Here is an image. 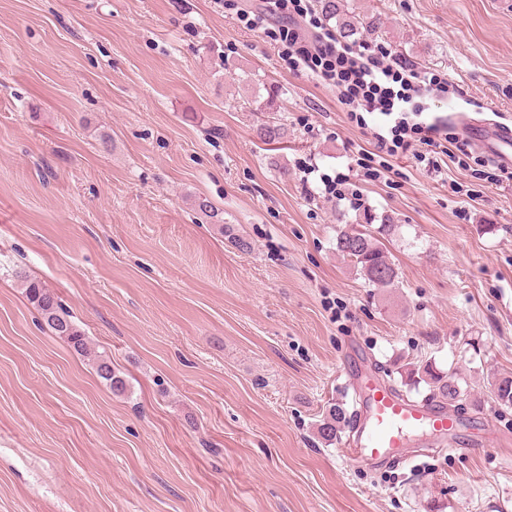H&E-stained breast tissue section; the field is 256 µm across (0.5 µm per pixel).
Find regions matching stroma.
I'll return each instance as SVG.
<instances>
[{"label": "stroma", "instance_id": "stroma-1", "mask_svg": "<svg viewBox=\"0 0 512 512\" xmlns=\"http://www.w3.org/2000/svg\"><path fill=\"white\" fill-rule=\"evenodd\" d=\"M371 44L448 75L452 128L512 123L505 0H348ZM254 0H0V512H512V185L412 155L370 180L334 91L236 22ZM278 88L288 139L256 134ZM348 173L329 202L297 159ZM208 198L222 220L194 207ZM399 271L375 288L336 251L361 212ZM252 244L235 248L220 224ZM41 281L124 379L39 324ZM401 386L429 360L483 450L347 461L314 425L353 411L351 354Z\"/></svg>", "mask_w": 512, "mask_h": 512}]
</instances>
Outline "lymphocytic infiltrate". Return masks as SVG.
<instances>
[{"instance_id":"f902f5d3","label":"lymphocytic infiltrate","mask_w":512,"mask_h":512,"mask_svg":"<svg viewBox=\"0 0 512 512\" xmlns=\"http://www.w3.org/2000/svg\"><path fill=\"white\" fill-rule=\"evenodd\" d=\"M237 21L260 33L278 49L289 70L306 72L334 88L349 123L371 131L374 148L357 158V166L378 161L373 176L389 157L409 151L432 172H440L436 159L423 146L453 144L471 157L467 142L450 133L447 120L426 112L423 103L445 97V74L396 61L385 47L365 42L346 44L316 9L315 0H260L241 11Z\"/></svg>"}]
</instances>
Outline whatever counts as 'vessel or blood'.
Masks as SVG:
<instances>
[{"instance_id": "obj_1", "label": "vessel or blood", "mask_w": 512, "mask_h": 512, "mask_svg": "<svg viewBox=\"0 0 512 512\" xmlns=\"http://www.w3.org/2000/svg\"><path fill=\"white\" fill-rule=\"evenodd\" d=\"M462 133L483 143L499 164L512 168V124L500 122L487 127L469 123L463 126ZM355 393L363 415L357 428V444L348 451L349 460L377 464L391 449L413 448L423 441H450L459 449L467 447L462 439L465 425L452 407L416 403L389 386L371 382L356 386Z\"/></svg>"}]
</instances>
